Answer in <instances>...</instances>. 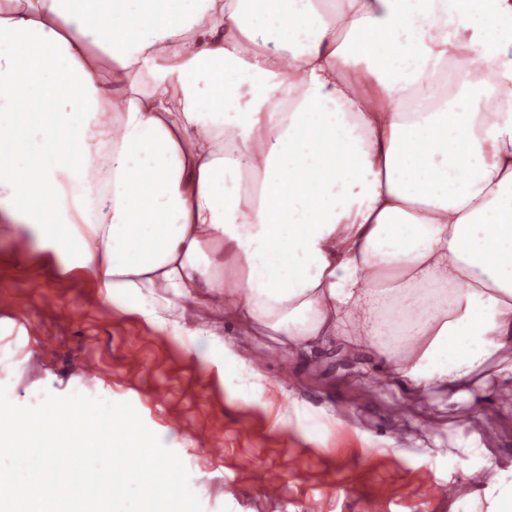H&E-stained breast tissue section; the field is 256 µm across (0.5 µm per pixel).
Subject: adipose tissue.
Masks as SVG:
<instances>
[{
  "instance_id": "ef3b65f1",
  "label": "adipose tissue",
  "mask_w": 512,
  "mask_h": 512,
  "mask_svg": "<svg viewBox=\"0 0 512 512\" xmlns=\"http://www.w3.org/2000/svg\"><path fill=\"white\" fill-rule=\"evenodd\" d=\"M191 2L0 0L14 244L151 323L188 301L292 357L371 354L422 406L512 408V0Z\"/></svg>"
}]
</instances>
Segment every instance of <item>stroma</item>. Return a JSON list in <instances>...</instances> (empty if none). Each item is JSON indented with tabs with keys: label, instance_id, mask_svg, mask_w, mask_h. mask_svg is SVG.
Returning a JSON list of instances; mask_svg holds the SVG:
<instances>
[{
	"label": "stroma",
	"instance_id": "1",
	"mask_svg": "<svg viewBox=\"0 0 512 512\" xmlns=\"http://www.w3.org/2000/svg\"><path fill=\"white\" fill-rule=\"evenodd\" d=\"M215 331L260 374L255 397L224 388L171 326L105 302L79 273L0 237V385L12 402L74 392L130 402L204 489L203 512H484L451 484L481 490L512 468V412L492 430L468 404L425 409L386 377L335 352L303 360L266 336ZM477 445L484 458L444 472L437 451Z\"/></svg>",
	"mask_w": 512,
	"mask_h": 512
}]
</instances>
